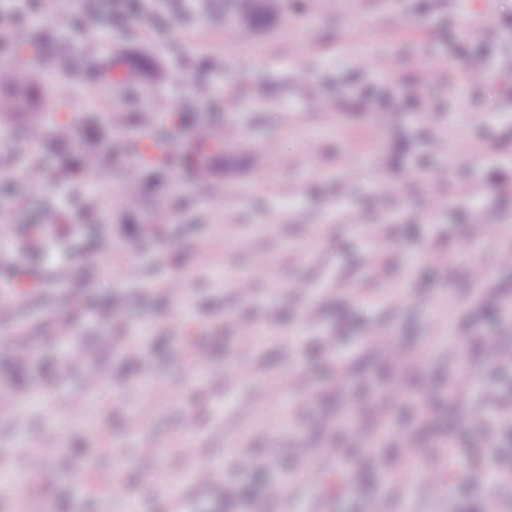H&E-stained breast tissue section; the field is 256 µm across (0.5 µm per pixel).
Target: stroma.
<instances>
[{
	"label": "stroma",
	"mask_w": 512,
	"mask_h": 512,
	"mask_svg": "<svg viewBox=\"0 0 512 512\" xmlns=\"http://www.w3.org/2000/svg\"><path fill=\"white\" fill-rule=\"evenodd\" d=\"M89 23L79 0L42 27L36 45L0 46L12 65L34 63L28 109L0 118V391L18 398L22 419L0 416V503L24 512H166L184 493L186 512H249L262 486L307 466L296 448L323 446L344 419L354 455L330 467L322 487L287 493L276 512H366L384 498L390 512H481L497 498L512 512V486L488 472L479 494L424 487L404 492L385 474L416 453L432 460L447 433L466 429L467 402L445 411L438 431L415 451L372 435L381 402L410 424L416 392L447 398L459 364L475 387L512 386L483 349L512 330V0H336L301 48L298 23L312 0H284L249 31L223 22L224 0H98ZM482 35L470 41L468 25ZM72 52L55 58L56 38ZM476 65L488 77L468 98L448 88V74ZM69 93L91 101L76 118L87 141L107 154L90 178L59 168L64 142L26 138L28 114L53 121L57 76ZM172 112L184 99L201 108L184 124V152L163 169L143 166L137 206L122 203L127 168L143 130L113 124L140 96ZM223 133L210 157L223 185L222 208L199 195L185 153L200 129ZM60 224L42 249L29 227L43 210ZM363 223L350 224L348 212ZM269 268L248 295L235 286L257 258ZM82 268L65 288L48 285L51 260ZM490 269L475 282L470 263ZM138 265L141 277L123 276ZM192 283L190 306L171 297L168 281ZM403 293L385 304L386 289ZM456 301L468 348H448L436 314ZM72 326L66 346L53 343L58 322ZM263 330L257 349H237L244 323ZM125 325L141 360L112 338ZM381 329L426 361L391 363L364 338ZM303 335L292 355L279 340ZM335 337V351L316 337ZM208 344L202 364L187 365L191 342ZM89 351L67 363V349ZM346 378L337 387L336 374ZM194 416L186 426V416ZM108 427L110 439L97 430ZM54 445L49 476L18 484L35 449ZM197 453L181 455L183 445ZM250 448L254 462L234 459ZM218 466L224 476L193 484Z\"/></svg>",
	"instance_id": "stroma-1"
}]
</instances>
